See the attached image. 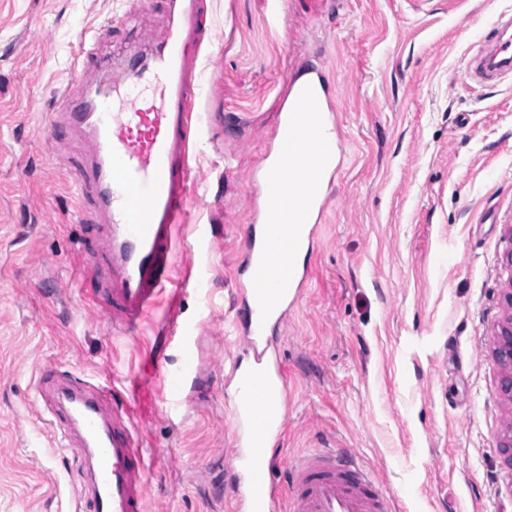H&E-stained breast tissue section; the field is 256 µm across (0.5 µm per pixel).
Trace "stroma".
Returning a JSON list of instances; mask_svg holds the SVG:
<instances>
[{
  "label": "stroma",
  "mask_w": 512,
  "mask_h": 512,
  "mask_svg": "<svg viewBox=\"0 0 512 512\" xmlns=\"http://www.w3.org/2000/svg\"><path fill=\"white\" fill-rule=\"evenodd\" d=\"M192 177L207 192L176 229L178 288L137 329L115 327L106 226L79 219L82 137L47 127L86 38L120 65L150 54L168 18L127 0H0V512H68L81 451L59 449L45 366L154 396L134 425L151 465L149 512H232L226 469L239 354L235 281L252 182L296 77L318 66L340 170L312 276L277 346L291 396L281 446L341 448L373 469L396 512H512L500 440L512 426L495 333L512 314V76L467 80L512 0H206ZM288 24L280 26L276 18ZM205 225V243L195 228ZM185 338L170 335V323ZM193 350L184 365L183 343ZM184 377L171 398L167 373Z\"/></svg>",
  "instance_id": "stroma-1"
}]
</instances>
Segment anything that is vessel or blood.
Returning a JSON list of instances; mask_svg holds the SVG:
<instances>
[{
    "label": "vessel or blood",
    "mask_w": 512,
    "mask_h": 512,
    "mask_svg": "<svg viewBox=\"0 0 512 512\" xmlns=\"http://www.w3.org/2000/svg\"><path fill=\"white\" fill-rule=\"evenodd\" d=\"M171 18L165 41L144 61L122 68L98 98H91L89 69L74 72L47 113L49 126L68 123L91 145L76 176L93 210L108 226L112 322L136 329L172 277L173 231L191 203L202 202L190 174V107L199 73L191 47L203 36L201 0H165ZM512 14L501 13L492 38L480 43L468 76L476 83L512 74ZM318 88L306 82L278 114L291 166L275 162L259 171L260 201L247 277L243 357L226 373L233 383L234 443L226 464L240 488L234 512H393L392 499L355 454L320 448L297 458L281 456L288 425V386L273 344L289 309L310 277L302 255L325 206L319 188L334 168L323 162L333 146L321 133L333 113L318 111ZM108 387L50 384L44 404L58 413L54 434L78 430L94 460L90 488H76L73 512H148L150 466L132 425V406L111 405Z\"/></svg>",
    "instance_id": "b4317fda"
}]
</instances>
